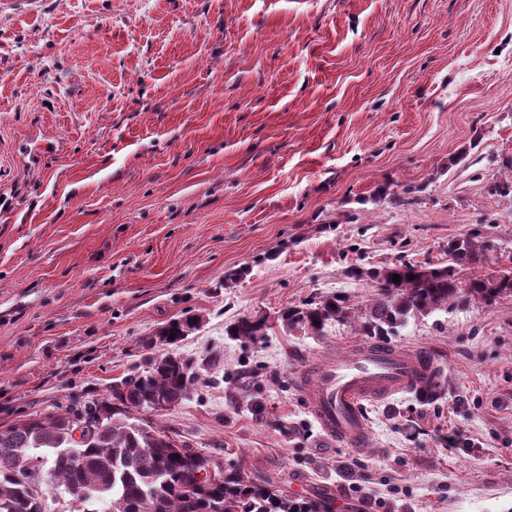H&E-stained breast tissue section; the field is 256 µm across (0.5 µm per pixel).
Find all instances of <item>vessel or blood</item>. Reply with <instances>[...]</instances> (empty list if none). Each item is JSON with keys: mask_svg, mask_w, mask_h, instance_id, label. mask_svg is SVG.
I'll return each mask as SVG.
<instances>
[{"mask_svg": "<svg viewBox=\"0 0 512 512\" xmlns=\"http://www.w3.org/2000/svg\"><path fill=\"white\" fill-rule=\"evenodd\" d=\"M434 370L425 351L386 344H362L318 366L307 387L312 413L322 430L352 448L367 436L366 401L426 386Z\"/></svg>", "mask_w": 512, "mask_h": 512, "instance_id": "1", "label": "vessel or blood"}]
</instances>
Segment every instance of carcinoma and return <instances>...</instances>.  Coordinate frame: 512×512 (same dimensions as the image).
I'll list each match as a JSON object with an SVG mask.
<instances>
[{"label": "carcinoma", "mask_w": 512, "mask_h": 512, "mask_svg": "<svg viewBox=\"0 0 512 512\" xmlns=\"http://www.w3.org/2000/svg\"><path fill=\"white\" fill-rule=\"evenodd\" d=\"M490 249L475 232L448 241L446 266L424 272L404 260L350 268L353 277L366 276L377 288L361 315L362 334L388 336L410 315H430L452 301L491 305L512 296V269L494 278L458 276V268L482 263ZM395 274L401 277L398 283L392 280ZM349 317L347 299L333 295L286 307L277 320L288 329L321 336L326 324ZM199 324L200 318L187 311L157 330L145 346L160 343L168 352L143 358L112 382L108 398L82 395L60 413L24 416L0 430V512H48L43 503L55 485L72 496L71 512H90L83 504L92 499L105 505L104 512H331L329 499L296 497L241 465L226 470L220 457L194 450L137 418L158 411V400L174 407L189 397L198 374L175 347ZM269 329L264 318L242 316L225 333L254 345ZM211 470L217 477H199Z\"/></svg>", "instance_id": "carcinoma-1"}]
</instances>
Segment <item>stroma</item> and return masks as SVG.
Listing matches in <instances>:
<instances>
[{
  "label": "stroma",
  "mask_w": 512,
  "mask_h": 512,
  "mask_svg": "<svg viewBox=\"0 0 512 512\" xmlns=\"http://www.w3.org/2000/svg\"><path fill=\"white\" fill-rule=\"evenodd\" d=\"M511 154L512 0H0V429L107 396L189 310L199 380L160 431L334 512H512V297L398 327L440 389L366 402L361 448L302 385L357 322H275L334 294L361 312L350 266H443L476 229L493 248L461 277L512 266V198L488 192ZM242 316L264 343L225 335Z\"/></svg>",
  "instance_id": "1"
}]
</instances>
